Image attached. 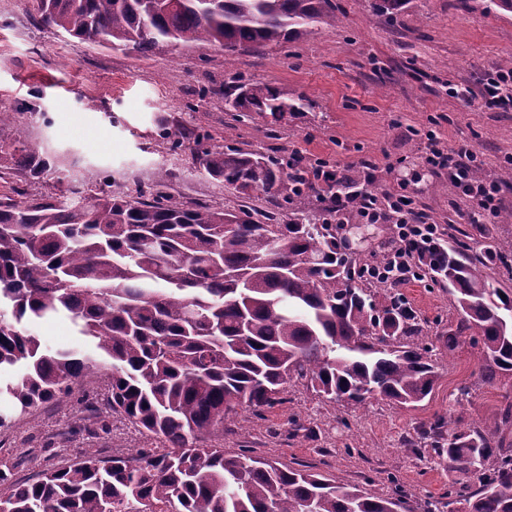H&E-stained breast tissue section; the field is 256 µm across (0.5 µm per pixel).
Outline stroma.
Returning a JSON list of instances; mask_svg holds the SVG:
<instances>
[{
    "label": "stroma",
    "instance_id": "obj_1",
    "mask_svg": "<svg viewBox=\"0 0 512 512\" xmlns=\"http://www.w3.org/2000/svg\"><path fill=\"white\" fill-rule=\"evenodd\" d=\"M336 15L335 27L238 56L229 67L223 49L214 45L162 43L146 55L117 51L39 23L23 0H0V103L20 112L26 141L70 161L43 179L23 182L10 157H2L0 194L18 183L28 199L66 195L79 183L91 197L118 182L133 195L163 168L175 174L174 195L264 213L270 208L266 197H242L196 174L204 150L234 145L264 154L284 149L343 167L373 160L381 192L409 183L416 208L431 222L449 233L467 227L466 203L456 200L447 175L423 162L425 133L435 130L449 146L468 143L487 175L498 176L512 159V112L448 93L454 83L478 87L486 70L512 57V14L468 10L460 0H413L391 23L359 0H336ZM236 73L303 95L311 107L273 129L265 119L238 117L224 107V83ZM167 119L186 132L205 128L212 138L171 153L158 137ZM402 290L420 317L455 320L445 289L410 281ZM30 331L43 347L87 350L69 318ZM463 385L470 394L461 399L457 390ZM511 404L512 374L484 383L477 350L465 342L440 355L437 384L417 408L385 401L343 406L293 383L286 402L263 416L240 411L220 446L228 454L248 448L257 457L298 462L371 494L387 492L386 477L393 474L416 501L443 496L459 475L436 456L404 447L403 436L437 413L453 412L466 425L499 417ZM80 411L73 399L52 404L1 431L0 460L15 462L16 479L31 482L97 449L119 456L140 448L165 450L161 440L119 415L110 417L107 431L88 436ZM294 419L306 427L295 437Z\"/></svg>",
    "mask_w": 512,
    "mask_h": 512
}]
</instances>
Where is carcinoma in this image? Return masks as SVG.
<instances>
[{
  "label": "carcinoma",
  "mask_w": 512,
  "mask_h": 512,
  "mask_svg": "<svg viewBox=\"0 0 512 512\" xmlns=\"http://www.w3.org/2000/svg\"><path fill=\"white\" fill-rule=\"evenodd\" d=\"M46 25L112 49L147 54L161 42L211 44L235 56L305 40L336 26L335 0H25ZM395 21L412 0H360ZM224 106L277 124L305 111V97L269 83L224 85ZM25 179L50 170L46 154L0 141ZM199 174L241 195H264L273 215L181 201L162 171L138 196L114 189L88 199L54 193L24 202L0 198V429L72 385L104 377L103 398L84 400L83 429L106 430L119 414L168 451L133 456L95 451L14 479L0 461V512H440L432 497L410 504L399 479L374 495L320 473L213 447L238 411L256 415L283 404L291 380L322 399L362 406L370 399L416 408L434 390L440 352L469 340L479 347L484 381L512 372V289L492 271L512 272V245L473 250L483 225L459 229L427 250L410 272L448 289L458 313L435 340L399 286L366 271L385 258L346 251L339 232L351 210L378 188L358 168L333 188L317 185L315 165L294 154L240 147L199 158ZM307 210L286 213L295 201ZM385 288L383 299L378 289ZM68 315L96 357L42 346L28 327ZM512 404L501 420L461 427L453 410L420 422L407 440L473 479L448 486L460 512H512Z\"/></svg>",
  "instance_id": "carcinoma-1"
}]
</instances>
